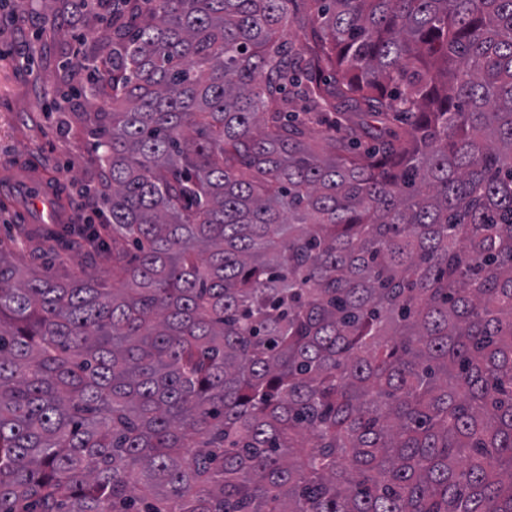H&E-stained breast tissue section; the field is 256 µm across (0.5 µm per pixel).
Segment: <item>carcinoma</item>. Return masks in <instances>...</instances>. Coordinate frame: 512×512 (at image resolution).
<instances>
[{"label":"carcinoma","mask_w":512,"mask_h":512,"mask_svg":"<svg viewBox=\"0 0 512 512\" xmlns=\"http://www.w3.org/2000/svg\"><path fill=\"white\" fill-rule=\"evenodd\" d=\"M101 5L122 287L0 252V512H512V0Z\"/></svg>","instance_id":"carcinoma-1"}]
</instances>
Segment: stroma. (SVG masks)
<instances>
[{"label": "stroma", "mask_w": 512, "mask_h": 512, "mask_svg": "<svg viewBox=\"0 0 512 512\" xmlns=\"http://www.w3.org/2000/svg\"><path fill=\"white\" fill-rule=\"evenodd\" d=\"M30 7L36 22L22 26L13 20V0L0 5V172L22 158L38 165L66 187L68 221L77 224L103 207L97 194L102 169L82 123L70 118L85 111V101L64 93L87 81L77 61L90 46L101 9L98 0L82 14L71 0H32ZM25 208L19 202L0 209V244L14 260L61 277L94 273L95 261L79 243L51 259L38 240L41 228L29 238H9V225L20 222Z\"/></svg>", "instance_id": "stroma-1"}]
</instances>
